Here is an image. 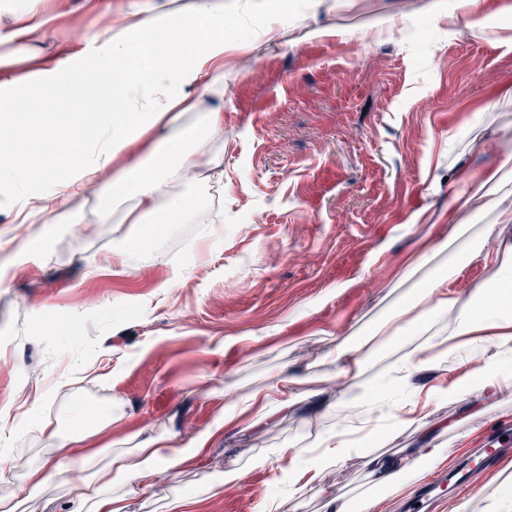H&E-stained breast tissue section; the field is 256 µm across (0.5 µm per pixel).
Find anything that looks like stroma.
<instances>
[{
    "label": "stroma",
    "mask_w": 512,
    "mask_h": 512,
    "mask_svg": "<svg viewBox=\"0 0 512 512\" xmlns=\"http://www.w3.org/2000/svg\"><path fill=\"white\" fill-rule=\"evenodd\" d=\"M335 2L333 38L268 43L259 22L247 25L254 45L238 56L224 97L223 223L173 225L147 261L101 266L93 258L112 249L111 225L90 235L20 224L11 191L0 189V457L15 473L39 454L36 419L78 433L74 400L123 402L124 417L100 442L142 431L185 445L223 413L224 389L263 387L271 371L306 369L337 338H364L408 290L401 276L415 244L440 231L448 193L432 191L430 172L441 153L463 146L448 133L467 122L512 142V45L436 28L420 40L430 0ZM380 15L404 18L412 36L375 39L370 23ZM421 209L429 222L411 223ZM56 237L63 243L49 254L24 258ZM66 372L73 385L58 387ZM316 389L276 427L225 429L182 471L179 486L191 495L202 476L244 469L194 512H258L267 497L279 512H322L317 491L297 500L276 484L275 468L245 467L257 453L303 448L339 428L331 408L343 381ZM427 411L426 425L401 426L378 455L422 447L428 430L455 443L435 471L460 468L489 425H512V385ZM367 473L355 453L322 483L349 499ZM508 473L512 456L435 512H485Z\"/></svg>",
    "instance_id": "35a3bbf8"
}]
</instances>
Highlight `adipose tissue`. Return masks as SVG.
<instances>
[{
	"instance_id": "obj_1",
	"label": "adipose tissue",
	"mask_w": 512,
	"mask_h": 512,
	"mask_svg": "<svg viewBox=\"0 0 512 512\" xmlns=\"http://www.w3.org/2000/svg\"><path fill=\"white\" fill-rule=\"evenodd\" d=\"M269 0H134L127 6L105 0L97 13L99 31H82L84 50L64 47L54 61L43 58L41 44L51 20L71 15L69 0H27L25 6L0 11V124L12 123L25 110L47 114L64 102L97 104L96 112L73 111L51 126L17 127L20 139L51 143L55 160L47 168L19 169L14 152L0 149V181H18V216L25 224L110 223V209L124 206L121 223L137 225L121 235V260L144 257L141 239L159 224H220L224 208L201 204L202 194L224 184V79L233 71L231 53L249 52L243 36L228 37L227 15L265 9ZM512 14V0H438L430 23L449 35H484L490 18ZM206 25L211 35L196 39ZM42 90L36 97L26 89ZM491 214L489 223L472 215L459 217L467 199L448 198V230L418 249V266L428 267L409 296L396 300L380 335L397 355L375 378H367L371 356L365 344L347 339L318 362L315 371L279 373L271 384L226 403L224 414L200 432L188 447L173 437L148 435L136 447L117 451L111 444L79 446L48 421L36 430L47 443L45 454L26 468L20 483H5L10 466L0 459V512H21L25 500L43 486L63 482L70 474L86 479L66 512H136L137 498L150 494L162 478L196 466L208 445L224 428L241 419L263 421L288 412L312 395V383L342 378L346 388L334 409L339 431L315 447L291 449L278 480L296 498L322 485V476L353 451L364 454L371 484L354 504L325 491V512H376L403 489L424 481L431 466L448 456L445 444L401 460L370 453L377 432L371 419L390 418L399 429L403 415L415 414L416 403L404 393L416 392V380L455 351L468 349L471 367L450 383L430 387L435 403L460 402L470 395L512 382V245L503 243L500 227L512 224V209L500 208L498 196L512 186V154L502 153L497 167L475 182ZM491 274L466 292L451 283L472 261ZM409 336L419 345L406 344ZM493 352H486V344Z\"/></svg>"
}]
</instances>
